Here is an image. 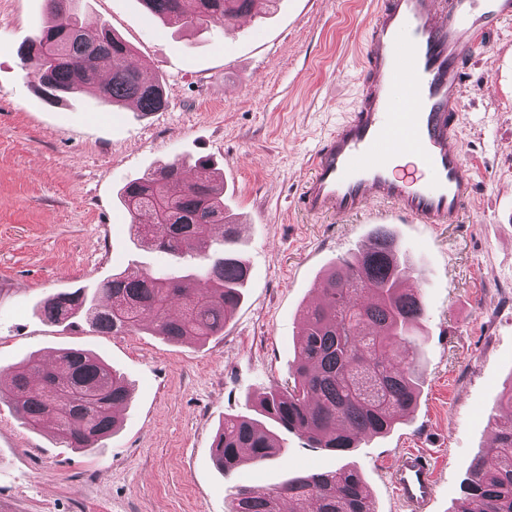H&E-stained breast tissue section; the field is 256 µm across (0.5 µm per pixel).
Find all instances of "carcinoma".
<instances>
[{
  "label": "carcinoma",
  "instance_id": "carcinoma-1",
  "mask_svg": "<svg viewBox=\"0 0 512 512\" xmlns=\"http://www.w3.org/2000/svg\"><path fill=\"white\" fill-rule=\"evenodd\" d=\"M47 0L46 20L19 49L36 62L34 78L56 102L90 91L112 104L138 102L144 114L165 107L158 79L132 61V49L106 27L88 32L77 14L57 16ZM163 21L191 29L224 26L277 0H141ZM174 160L128 182L122 205L137 242L179 263L193 260L197 274L127 267L93 287L47 296L39 303L51 323L89 322L101 334L136 332L149 322L169 342H206L224 333L241 300L248 271L236 256L239 225L224 211V179L205 157L196 178L182 177ZM374 247L342 261L318 283L319 299L303 310L290 365L291 382L272 386L251 415H227L213 448L228 475L250 460L262 463L282 452L280 433L338 455L365 435L389 432L418 400L419 323L425 305L418 290L400 287L412 268L389 227H375ZM13 384L0 401L21 424L51 430L70 448H97L116 432L114 408L126 403L129 384L100 357L63 349L54 362L38 358L13 367ZM461 512H512V410L495 422L489 446L463 483ZM374 512L367 482L354 468L296 473L275 487L237 488L228 512Z\"/></svg>",
  "mask_w": 512,
  "mask_h": 512
}]
</instances>
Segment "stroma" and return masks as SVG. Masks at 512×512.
I'll return each instance as SVG.
<instances>
[{
    "instance_id": "stroma-1",
    "label": "stroma",
    "mask_w": 512,
    "mask_h": 512,
    "mask_svg": "<svg viewBox=\"0 0 512 512\" xmlns=\"http://www.w3.org/2000/svg\"><path fill=\"white\" fill-rule=\"evenodd\" d=\"M379 0H279L224 27L181 30L140 0H83L90 30L109 26L159 79L167 105L148 115L91 93L52 105L17 54L45 19V0H0V381L59 348L94 352L131 387L101 448L65 447L24 427L0 402V512H226L238 487L274 486L342 463L367 481L375 512H406L388 478L414 448L434 455L431 512H459L462 484L490 439L512 384V23L470 63L459 125L477 193L458 224H397L413 286L426 303L421 393L403 424L362 438L346 457L286 435L285 453L229 476L212 444L228 414L288 380L299 312L320 275L360 251L374 213L314 218L297 197L305 162L363 88V49ZM210 158L224 206L244 229L245 297L222 336L173 343L149 329L101 335L52 324L44 297L166 264L134 245L118 191L160 164Z\"/></svg>"
}]
</instances>
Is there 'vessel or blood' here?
<instances>
[{"label": "vessel or blood", "mask_w": 512, "mask_h": 512, "mask_svg": "<svg viewBox=\"0 0 512 512\" xmlns=\"http://www.w3.org/2000/svg\"><path fill=\"white\" fill-rule=\"evenodd\" d=\"M511 21L512 0H382L360 101L310 156L301 208L342 218L383 204L399 224L459 223L475 195L459 137L467 57ZM402 156L411 167L397 165ZM390 486L412 512H427L430 460L404 452Z\"/></svg>", "instance_id": "vessel-or-blood-1"}]
</instances>
